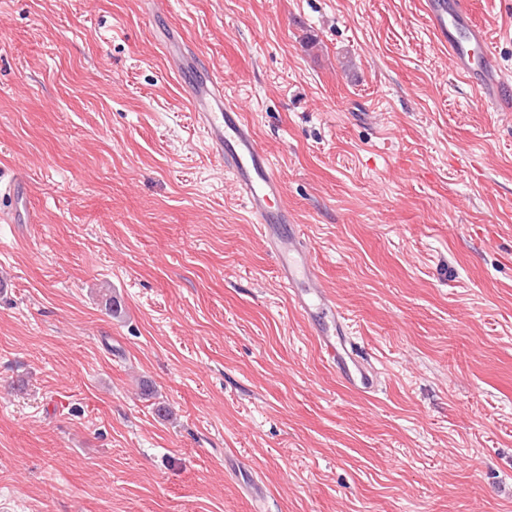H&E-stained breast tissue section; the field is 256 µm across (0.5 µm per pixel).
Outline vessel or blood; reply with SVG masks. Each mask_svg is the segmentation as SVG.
Here are the masks:
<instances>
[{
    "label": "vessel or blood",
    "mask_w": 512,
    "mask_h": 512,
    "mask_svg": "<svg viewBox=\"0 0 512 512\" xmlns=\"http://www.w3.org/2000/svg\"><path fill=\"white\" fill-rule=\"evenodd\" d=\"M426 13L438 43L454 58L457 74L476 86L487 107L512 108V80L494 66L489 41L472 21L464 0H426ZM166 59L171 71L185 77L195 121L255 217L295 309L315 325L323 359L348 387L371 391L377 373L356 350L347 313L317 288V273L308 261L299 229L289 219L287 208L278 204L282 180L252 125L228 102L221 82L185 42L167 40Z\"/></svg>",
    "instance_id": "b4317fda"
}]
</instances>
